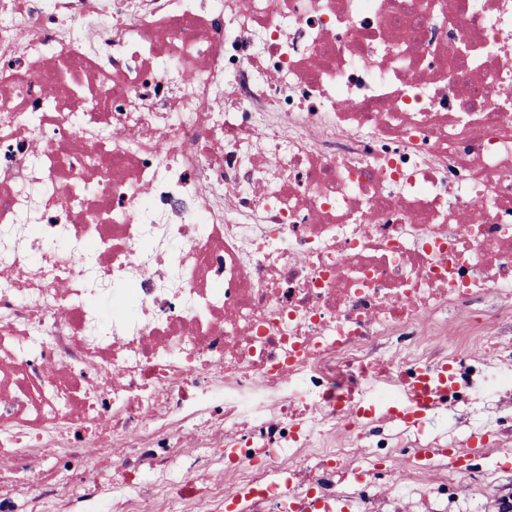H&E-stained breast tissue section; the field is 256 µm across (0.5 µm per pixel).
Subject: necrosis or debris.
Here are the masks:
<instances>
[{"label": "necrosis or debris", "instance_id": "obj_1", "mask_svg": "<svg viewBox=\"0 0 512 512\" xmlns=\"http://www.w3.org/2000/svg\"><path fill=\"white\" fill-rule=\"evenodd\" d=\"M493 293L512 0H0V512H104L111 469L122 512H164L156 475L180 512L466 497L469 467L375 491L349 438L415 370L485 391L434 338L453 309L499 351L465 316Z\"/></svg>", "mask_w": 512, "mask_h": 512}]
</instances>
